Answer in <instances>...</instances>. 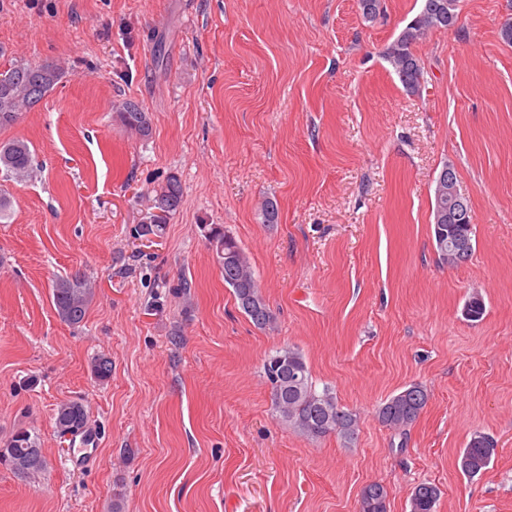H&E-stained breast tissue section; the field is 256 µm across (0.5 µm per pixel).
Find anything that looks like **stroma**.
Instances as JSON below:
<instances>
[{
    "mask_svg": "<svg viewBox=\"0 0 512 512\" xmlns=\"http://www.w3.org/2000/svg\"><path fill=\"white\" fill-rule=\"evenodd\" d=\"M418 9L381 0L367 22L356 0H0V70H66L0 130L34 157L25 181L0 170V448L24 429L47 461L32 484L0 465V512H358L372 482L388 512H411L421 483L441 490L434 512H512V0H459L454 28L417 44L411 94L384 51ZM121 99L150 113L148 139L113 119ZM447 165L475 235L457 267L433 236ZM172 174L180 209L135 237ZM217 224L273 328L225 285ZM77 275L95 295L73 326L52 284ZM288 346L357 413L352 444L275 416L262 364ZM413 382L429 400L402 441L376 410ZM68 400L93 459L57 433ZM476 430L497 451L469 478L457 459ZM88 414L85 406L75 400L62 402L56 411V427L64 432H70L72 436L83 434L87 442L88 436Z\"/></svg>",
    "mask_w": 512,
    "mask_h": 512,
    "instance_id": "obj_1",
    "label": "stroma"
}]
</instances>
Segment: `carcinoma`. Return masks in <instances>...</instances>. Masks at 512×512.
Here are the masks:
<instances>
[{
	"label": "carcinoma",
	"instance_id": "carcinoma-1",
	"mask_svg": "<svg viewBox=\"0 0 512 512\" xmlns=\"http://www.w3.org/2000/svg\"><path fill=\"white\" fill-rule=\"evenodd\" d=\"M458 0H420V8L386 48L385 57L395 70L407 92L417 94L425 83L421 59L415 52L419 42L433 30H449L457 21ZM9 77L0 81V128L16 121L31 110L64 77L65 69L58 64L12 65ZM113 118L127 131L141 139L152 133L149 113L131 99L112 106ZM34 157L29 145L22 140L0 142V168L13 179L23 181L33 171ZM183 192L180 179L172 175L155 190L154 211L146 220L151 226L139 224L134 234L140 237L159 235L170 216L181 206ZM434 241L448 243V238L467 236L474 240L473 225L448 223V191L434 190ZM211 235L221 246L219 261L224 264V283L232 288L239 307L253 325L266 330L273 327L275 317L262 297L260 284L248 257L235 238L221 226L211 228ZM55 311L59 318L71 324L83 321L93 298L90 282L82 277L62 279L52 288ZM485 313V303L479 296L468 299L464 315L479 321ZM92 373L100 380L112 372V361L105 355L95 357ZM263 379L270 389L276 416L288 427L310 438L320 439L337 434L344 442L355 440L357 414L339 405L336 394L324 386L316 389L311 370L302 353L288 347L275 351L263 364ZM429 399L427 388L418 382L406 385L378 408L379 421L398 435H405L418 419ZM88 414L85 406L75 400L61 403L56 411V426L76 436H88ZM496 454L494 440L481 431H474L460 457V469L468 477L485 471ZM7 457L6 467L25 482L36 479L46 468L42 449L36 439L18 431L9 446L0 453ZM388 491L384 485L372 482L364 486L358 500L359 512H387ZM440 490L430 483H421L411 492V512H434Z\"/></svg>",
	"mask_w": 512,
	"mask_h": 512
}]
</instances>
